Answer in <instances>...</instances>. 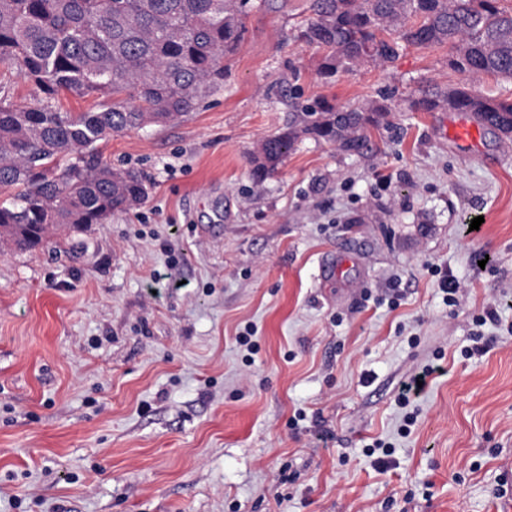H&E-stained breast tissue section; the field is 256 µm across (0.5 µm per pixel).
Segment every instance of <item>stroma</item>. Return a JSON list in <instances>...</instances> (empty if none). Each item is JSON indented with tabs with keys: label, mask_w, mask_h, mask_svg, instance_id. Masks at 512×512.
I'll return each instance as SVG.
<instances>
[{
	"label": "stroma",
	"mask_w": 512,
	"mask_h": 512,
	"mask_svg": "<svg viewBox=\"0 0 512 512\" xmlns=\"http://www.w3.org/2000/svg\"><path fill=\"white\" fill-rule=\"evenodd\" d=\"M252 2L223 90L98 142L141 204L0 247V512H512V135L408 110L462 83L447 49L327 82L311 0ZM383 95L361 152L304 136L253 178L296 108Z\"/></svg>",
	"instance_id": "obj_1"
}]
</instances>
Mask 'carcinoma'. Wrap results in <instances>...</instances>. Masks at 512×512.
I'll list each match as a JSON object with an SVG mask.
<instances>
[{"mask_svg": "<svg viewBox=\"0 0 512 512\" xmlns=\"http://www.w3.org/2000/svg\"><path fill=\"white\" fill-rule=\"evenodd\" d=\"M251 0H0V64L32 82L39 99L18 106L0 96V235L20 249L45 243L66 225L101 224L146 195L141 173L99 162L109 135L166 126L200 109L224 86V61L241 41ZM297 39L324 51L320 74L388 66L403 46L448 47V67L512 77V8L501 0H313ZM65 93L106 99L65 112ZM470 112L512 134V98L436 86L409 108ZM389 112L383 102L303 108L264 138L253 174L275 175L300 135L345 153L366 146L364 130Z\"/></svg>", "mask_w": 512, "mask_h": 512, "instance_id": "cac0c4a2", "label": "carcinoma"}]
</instances>
